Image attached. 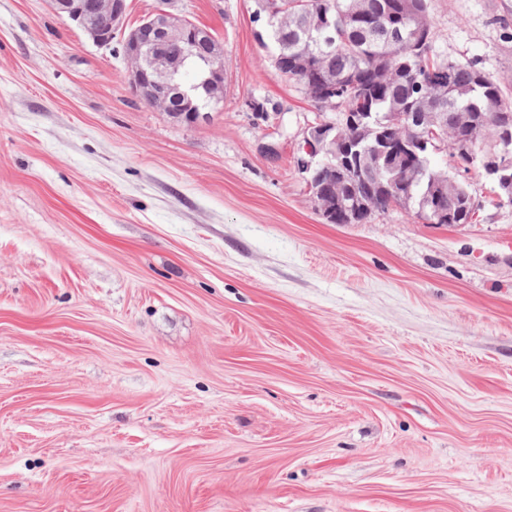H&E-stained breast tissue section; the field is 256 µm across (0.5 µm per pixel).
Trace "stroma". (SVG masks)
<instances>
[{
	"instance_id": "stroma-1",
	"label": "stroma",
	"mask_w": 512,
	"mask_h": 512,
	"mask_svg": "<svg viewBox=\"0 0 512 512\" xmlns=\"http://www.w3.org/2000/svg\"><path fill=\"white\" fill-rule=\"evenodd\" d=\"M428 3L512 96V0ZM127 4L219 39L209 120L0 0V512H512V207L329 223L254 0Z\"/></svg>"
}]
</instances>
